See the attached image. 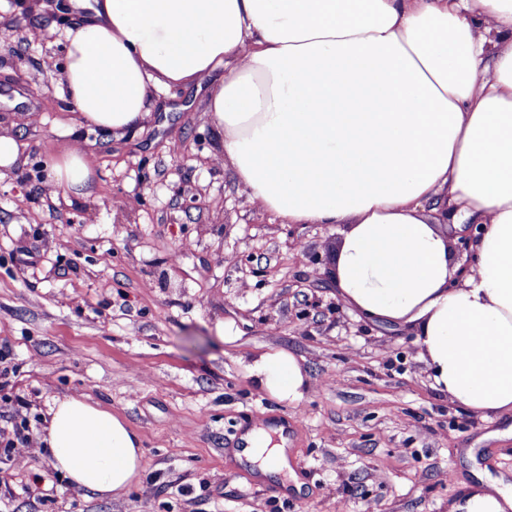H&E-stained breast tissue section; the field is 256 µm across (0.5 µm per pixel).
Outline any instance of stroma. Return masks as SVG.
Masks as SVG:
<instances>
[{"label": "stroma", "instance_id": "obj_1", "mask_svg": "<svg viewBox=\"0 0 512 512\" xmlns=\"http://www.w3.org/2000/svg\"><path fill=\"white\" fill-rule=\"evenodd\" d=\"M63 0H0V346L5 396L42 431L55 398L120 416L141 440L129 493L98 497L0 447V512H448L473 467L512 482V414L483 417L436 390L413 330L352 313L333 281L340 229L285 224L253 204L220 155L200 86L153 91L150 116L106 134L59 99ZM91 194L42 195L70 148ZM293 353L298 403L249 367ZM287 418L300 490L238 460L256 411Z\"/></svg>", "mask_w": 512, "mask_h": 512}]
</instances>
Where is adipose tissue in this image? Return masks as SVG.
Instances as JSON below:
<instances>
[{"label": "adipose tissue", "instance_id": "adipose-tissue-1", "mask_svg": "<svg viewBox=\"0 0 512 512\" xmlns=\"http://www.w3.org/2000/svg\"><path fill=\"white\" fill-rule=\"evenodd\" d=\"M209 113L225 168L286 224H336L333 277L366 319L408 325L436 388L476 414L512 411V0H94L66 31L55 92L122 133L151 90L215 71ZM93 175L74 149L54 188ZM472 225L477 258L457 267L449 229ZM265 393L303 398L290 352L260 355ZM43 454L77 488L129 492L139 439L86 400L55 399ZM238 457L259 477L289 470L282 428H253ZM451 512H512L486 478Z\"/></svg>", "mask_w": 512, "mask_h": 512}]
</instances>
